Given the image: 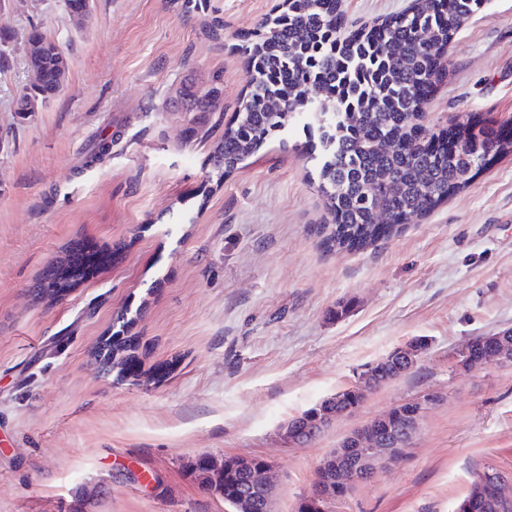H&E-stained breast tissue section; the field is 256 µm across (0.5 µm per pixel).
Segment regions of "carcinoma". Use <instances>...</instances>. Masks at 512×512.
Segmentation results:
<instances>
[{"instance_id": "1", "label": "carcinoma", "mask_w": 512, "mask_h": 512, "mask_svg": "<svg viewBox=\"0 0 512 512\" xmlns=\"http://www.w3.org/2000/svg\"><path fill=\"white\" fill-rule=\"evenodd\" d=\"M485 0H413L378 27L343 30L339 0H287L281 14L263 21L243 52L252 70L249 91L210 162L232 172L275 132L302 117L321 130L324 162L320 191L335 226L322 240L331 249L358 250L400 231L465 188L490 162L512 149L467 126L455 129L450 150L433 147L441 134L417 129L423 105L442 78L439 55ZM23 37L33 82L16 101L27 106L54 98L66 78L65 53L37 26ZM80 269L60 264L36 285V295L59 298ZM191 478L210 495L248 489V476L231 457L200 456ZM500 512L490 487L472 480L458 512Z\"/></svg>"}]
</instances>
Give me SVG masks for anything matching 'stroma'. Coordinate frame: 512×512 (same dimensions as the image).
<instances>
[{
    "label": "stroma",
    "instance_id": "35a3bbf8",
    "mask_svg": "<svg viewBox=\"0 0 512 512\" xmlns=\"http://www.w3.org/2000/svg\"><path fill=\"white\" fill-rule=\"evenodd\" d=\"M282 4L93 0L81 25L63 0L0 10V29L37 24L69 60L24 122L23 43L0 69V512H68L78 494L86 512H230L189 478L202 455L269 459L273 508L294 512L343 437L424 393L439 400L401 459L333 512H457L474 471L512 479V364L454 366L469 339L512 328V152L400 234L327 249L317 130L294 125L223 177L210 164L252 80L241 39ZM409 4L341 0L344 26ZM442 61L422 125L512 137V0H486ZM72 243L106 262L38 299ZM417 339L414 369L355 413L280 439Z\"/></svg>",
    "mask_w": 512,
    "mask_h": 512
}]
</instances>
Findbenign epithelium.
Instances as JSON below:
<instances>
[{
    "label": "benign epithelium",
    "instance_id": "7a95c632",
    "mask_svg": "<svg viewBox=\"0 0 512 512\" xmlns=\"http://www.w3.org/2000/svg\"><path fill=\"white\" fill-rule=\"evenodd\" d=\"M497 345L488 354L475 358L469 349H464L456 355V368L465 373L478 371L491 363L512 362V336L505 333L496 334ZM425 341H414L404 347L390 352L381 363H394L402 373H407L415 367L421 354L426 350ZM381 382L375 368L363 371L358 382L335 396L329 398L332 410H321L315 414L300 415L295 423L285 424L280 431V439L290 445H302L321 434L326 424L333 418L348 413L343 403L349 396L364 402L368 392L379 388ZM437 402V396L426 393L420 397L402 403L406 408L404 418L394 426L389 423L394 420V414L387 412L376 416L363 426L346 436L330 453L333 466L336 467L337 482L324 480L321 473H316V481L312 493L306 497L311 512H330L328 504L336 499V492L342 486H351L361 478L369 479L376 470L388 463L396 461L402 448L406 447L417 433L421 420L429 407ZM238 463L250 469V494L259 495L262 507L260 512H272L273 475L272 465L265 462L261 465L252 458H239Z\"/></svg>",
    "mask_w": 512,
    "mask_h": 512
}]
</instances>
